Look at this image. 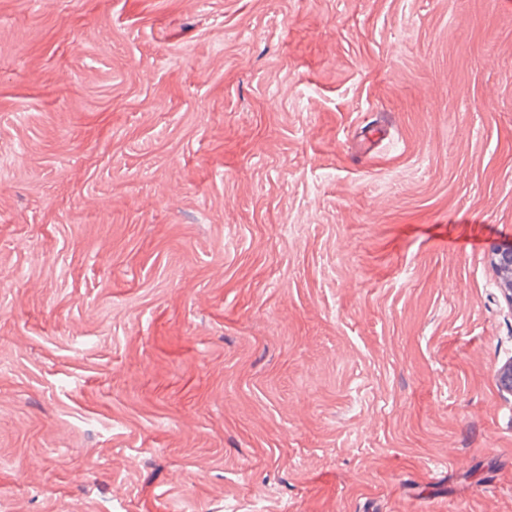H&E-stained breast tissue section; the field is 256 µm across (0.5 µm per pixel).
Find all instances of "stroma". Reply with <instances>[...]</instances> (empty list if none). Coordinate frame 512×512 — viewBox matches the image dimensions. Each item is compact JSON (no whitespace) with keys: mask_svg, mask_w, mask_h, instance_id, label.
<instances>
[{"mask_svg":"<svg viewBox=\"0 0 512 512\" xmlns=\"http://www.w3.org/2000/svg\"><path fill=\"white\" fill-rule=\"evenodd\" d=\"M512 0H0V512H512ZM492 266L500 279L501 292L512 309V239L492 249Z\"/></svg>","mask_w":512,"mask_h":512,"instance_id":"1","label":"stroma"}]
</instances>
